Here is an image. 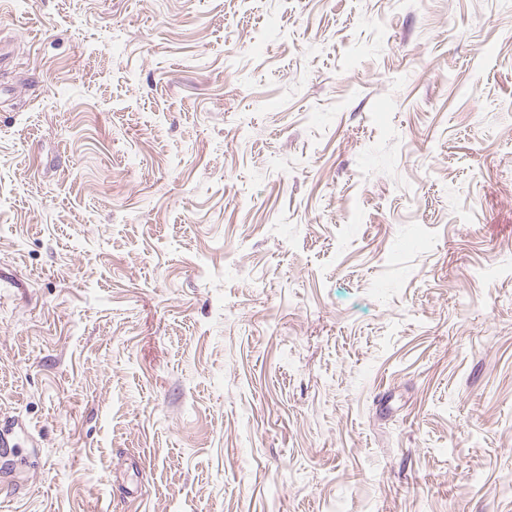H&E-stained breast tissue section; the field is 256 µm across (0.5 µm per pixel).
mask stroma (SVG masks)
I'll return each instance as SVG.
<instances>
[{
	"mask_svg": "<svg viewBox=\"0 0 512 512\" xmlns=\"http://www.w3.org/2000/svg\"><path fill=\"white\" fill-rule=\"evenodd\" d=\"M0 512H512V0H0Z\"/></svg>",
	"mask_w": 512,
	"mask_h": 512,
	"instance_id": "1",
	"label": "stroma"
}]
</instances>
